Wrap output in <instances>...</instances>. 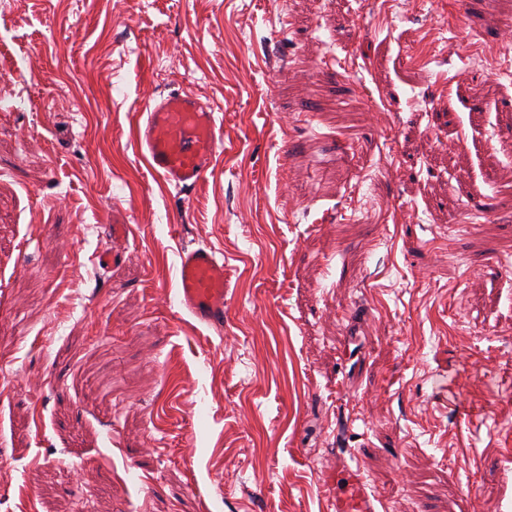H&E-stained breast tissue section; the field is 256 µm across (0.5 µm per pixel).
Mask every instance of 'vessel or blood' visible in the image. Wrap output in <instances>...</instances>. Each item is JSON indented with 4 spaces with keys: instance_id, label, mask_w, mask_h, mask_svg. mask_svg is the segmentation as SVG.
<instances>
[{
    "instance_id": "obj_1",
    "label": "vessel or blood",
    "mask_w": 512,
    "mask_h": 512,
    "mask_svg": "<svg viewBox=\"0 0 512 512\" xmlns=\"http://www.w3.org/2000/svg\"><path fill=\"white\" fill-rule=\"evenodd\" d=\"M142 118L137 142L150 170L167 184L195 186L215 161L217 121L211 106L189 92L170 93L149 100ZM177 296L195 321L223 328V253L207 245L184 248ZM324 485L336 512H379L378 500L367 492L360 472L336 467L327 471Z\"/></svg>"
}]
</instances>
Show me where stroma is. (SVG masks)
Instances as JSON below:
<instances>
[{
    "label": "stroma",
    "mask_w": 512,
    "mask_h": 512,
    "mask_svg": "<svg viewBox=\"0 0 512 512\" xmlns=\"http://www.w3.org/2000/svg\"><path fill=\"white\" fill-rule=\"evenodd\" d=\"M512 0H0V512H512ZM218 117L177 189L149 97ZM224 253V328L176 296ZM111 251V267L99 262ZM216 132L211 106L182 91L149 100L141 113L137 142L148 167L163 182L189 188L213 166ZM324 486L332 495L336 512H380L381 502L369 494L359 471L336 466L326 472Z\"/></svg>",
    "instance_id": "obj_1"
}]
</instances>
